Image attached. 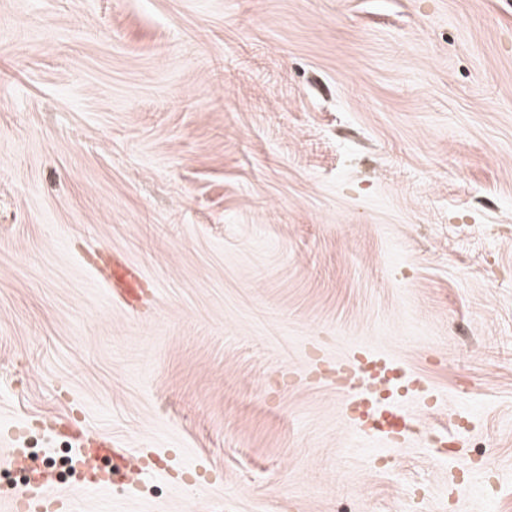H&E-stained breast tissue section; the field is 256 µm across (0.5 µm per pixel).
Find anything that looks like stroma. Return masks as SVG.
<instances>
[{"mask_svg": "<svg viewBox=\"0 0 512 512\" xmlns=\"http://www.w3.org/2000/svg\"><path fill=\"white\" fill-rule=\"evenodd\" d=\"M53 419L172 456L82 512H512V0H0L1 474ZM142 279L143 275L136 266L119 265L112 269L106 279V284L111 296L113 293H117L129 302L137 297ZM420 376L401 367L389 355L363 348L345 359H336V387H353L366 417L359 430L367 436L396 442L413 420L396 406L406 395L429 393Z\"/></svg>", "mask_w": 512, "mask_h": 512, "instance_id": "stroma-1", "label": "stroma"}]
</instances>
